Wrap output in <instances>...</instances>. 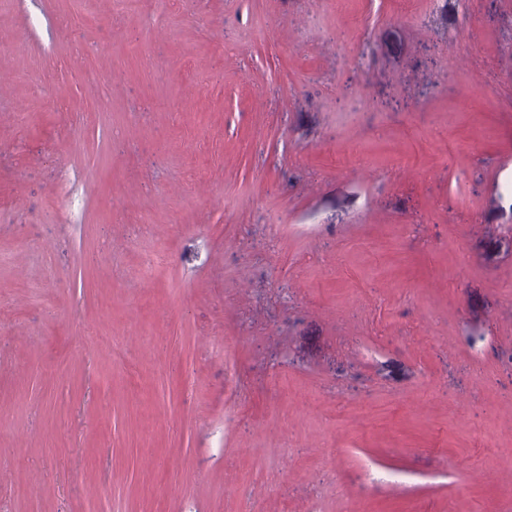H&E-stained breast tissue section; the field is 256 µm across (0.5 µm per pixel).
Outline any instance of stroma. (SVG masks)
Segmentation results:
<instances>
[{"label":"stroma","mask_w":512,"mask_h":512,"mask_svg":"<svg viewBox=\"0 0 512 512\" xmlns=\"http://www.w3.org/2000/svg\"><path fill=\"white\" fill-rule=\"evenodd\" d=\"M0 512H512V0H0Z\"/></svg>","instance_id":"stroma-1"}]
</instances>
